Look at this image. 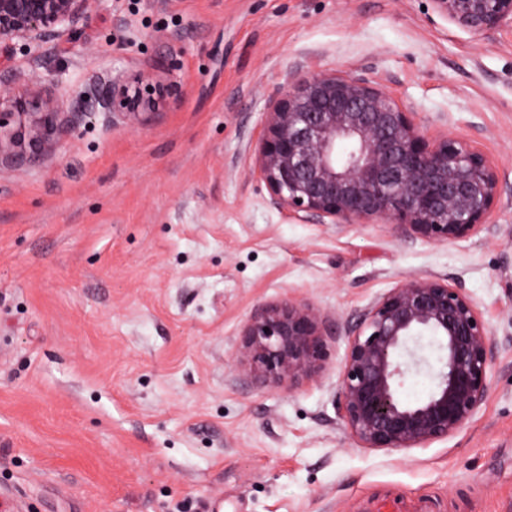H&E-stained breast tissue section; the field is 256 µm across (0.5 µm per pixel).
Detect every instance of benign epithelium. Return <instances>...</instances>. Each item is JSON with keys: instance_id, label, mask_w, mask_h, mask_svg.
Wrapping results in <instances>:
<instances>
[{"instance_id": "7a95c632", "label": "benign epithelium", "mask_w": 512, "mask_h": 512, "mask_svg": "<svg viewBox=\"0 0 512 512\" xmlns=\"http://www.w3.org/2000/svg\"><path fill=\"white\" fill-rule=\"evenodd\" d=\"M105 0H0V51L21 44L39 61L48 45L102 9ZM434 12L477 41L512 26V0H431ZM24 97L0 90L28 118L42 155L54 154L56 97L36 73L20 75ZM137 73H110L83 93L97 111L142 125L162 98L144 94ZM0 111V160L25 146ZM258 171L276 203L338 226L399 224L421 239L467 241L483 232L499 196L495 162L454 135L431 138L415 113L383 88L336 70L290 83L266 113ZM438 338L442 367L428 395L408 402L405 380L425 358L409 343ZM493 338L464 289L439 277L408 276L376 299L347 335L336 409L359 448L403 451L448 438L474 417L490 384ZM329 349L317 312L301 302L262 306L244 326L237 365L279 388L319 373Z\"/></svg>"}]
</instances>
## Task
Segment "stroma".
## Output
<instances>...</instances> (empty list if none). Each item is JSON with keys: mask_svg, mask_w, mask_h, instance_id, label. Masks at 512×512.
Instances as JSON below:
<instances>
[{"mask_svg": "<svg viewBox=\"0 0 512 512\" xmlns=\"http://www.w3.org/2000/svg\"><path fill=\"white\" fill-rule=\"evenodd\" d=\"M431 0H107L39 66L82 120L56 153L0 168V512H360L403 493L434 512H512V27L474 42ZM165 89L143 125L81 90L108 69ZM343 70L432 137L498 164L492 235L434 243L393 224L292 213L255 172L267 112ZM410 275L467 292L497 344L455 435L356 447L336 412L346 337ZM320 316L331 360L268 388L235 364L263 305Z\"/></svg>", "mask_w": 512, "mask_h": 512, "instance_id": "1", "label": "stroma"}]
</instances>
